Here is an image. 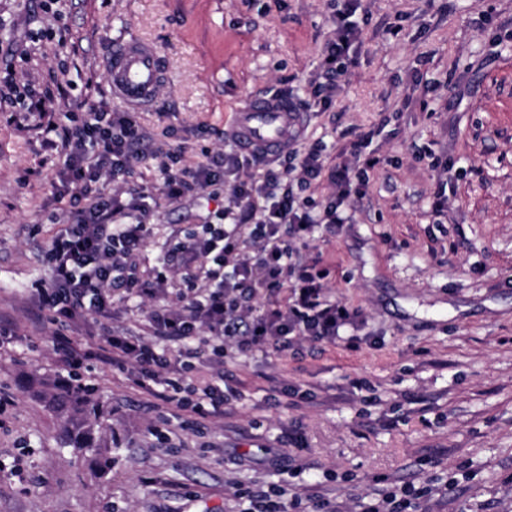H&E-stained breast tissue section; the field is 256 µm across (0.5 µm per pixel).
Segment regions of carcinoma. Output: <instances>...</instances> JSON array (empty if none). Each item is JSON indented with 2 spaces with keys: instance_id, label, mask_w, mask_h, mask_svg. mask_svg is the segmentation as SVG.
I'll list each match as a JSON object with an SVG mask.
<instances>
[{
  "instance_id": "1",
  "label": "carcinoma",
  "mask_w": 512,
  "mask_h": 512,
  "mask_svg": "<svg viewBox=\"0 0 512 512\" xmlns=\"http://www.w3.org/2000/svg\"><path fill=\"white\" fill-rule=\"evenodd\" d=\"M45 386L42 379L32 381V387L38 393ZM44 396L51 410L66 415L70 421L63 436L64 445L76 454H91L100 475H107L112 469V444L100 442L94 427H101L112 418L110 404L95 397L94 390L81 383L55 381L52 391Z\"/></svg>"
}]
</instances>
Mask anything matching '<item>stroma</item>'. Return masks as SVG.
Here are the masks:
<instances>
[{"instance_id": "35a3bbf8", "label": "stroma", "mask_w": 512, "mask_h": 512, "mask_svg": "<svg viewBox=\"0 0 512 512\" xmlns=\"http://www.w3.org/2000/svg\"><path fill=\"white\" fill-rule=\"evenodd\" d=\"M354 63L324 112L307 110L292 148L357 170L360 138L378 165L348 223L303 247L333 264L330 298L360 310V347L295 342L233 367L244 395L193 430L156 412L111 367L95 371L121 441L112 470L61 447L67 424L24 387L61 378L50 328L22 285L64 204L34 127L0 101V319L20 341L0 353V512H241L239 491L319 485L342 512L426 486L424 512H512V0H362ZM332 32L327 0H0V77L122 110L105 69L110 42L158 48L168 79L138 120L145 150L231 151L224 133L251 96L313 98ZM161 172L135 165L112 186L138 197L152 267L189 224L212 220L231 183L176 202ZM278 386L277 402L267 389ZM300 436L288 443V433Z\"/></svg>"}]
</instances>
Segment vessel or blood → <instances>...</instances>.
<instances>
[{
  "label": "vessel or blood",
  "instance_id": "b4317fda",
  "mask_svg": "<svg viewBox=\"0 0 512 512\" xmlns=\"http://www.w3.org/2000/svg\"><path fill=\"white\" fill-rule=\"evenodd\" d=\"M107 75L113 96L132 108L153 106L166 78L158 49L134 40L110 45ZM302 120L286 94L255 97L236 112L231 134L244 153L270 160L287 150Z\"/></svg>",
  "mask_w": 512,
  "mask_h": 512
}]
</instances>
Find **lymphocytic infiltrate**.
Wrapping results in <instances>:
<instances>
[{
    "label": "lymphocytic infiltrate",
    "mask_w": 512,
    "mask_h": 512,
    "mask_svg": "<svg viewBox=\"0 0 512 512\" xmlns=\"http://www.w3.org/2000/svg\"><path fill=\"white\" fill-rule=\"evenodd\" d=\"M360 0H344L333 9V32L320 55L318 88L328 108L336 81L346 74L359 37L353 16ZM25 112L38 117L37 128L61 161L58 176L68 199L69 220L51 235L44 252L47 278L32 283L33 304L54 327L60 366L75 374L94 363L124 374L136 389L155 399L158 425L168 412L188 414V426L200 428L224 417L225 405L241 390L224 380L230 355L247 359L288 349L292 337L314 343L345 338L358 313L329 299V267L320 259L295 257L291 240L305 241L316 228L335 234L346 223L342 208L366 180L352 181L347 167H325L319 149L300 154L305 182L329 177L335 196L323 214L290 184V168L238 153L204 155L194 166L178 168L167 151L144 154L162 169L161 194L176 201L192 190L222 183L240 173L233 199L220 210V223L203 224L177 248L164 250L149 273L140 256L153 234L137 214L135 202L107 192L105 181L128 173L133 147L145 137L129 112L102 109L89 99L74 100L57 118L46 98L20 95ZM133 316L130 327L108 332L98 342L76 344L66 331L78 316L92 322L111 318L115 305Z\"/></svg>",
    "instance_id": "obj_1"
}]
</instances>
